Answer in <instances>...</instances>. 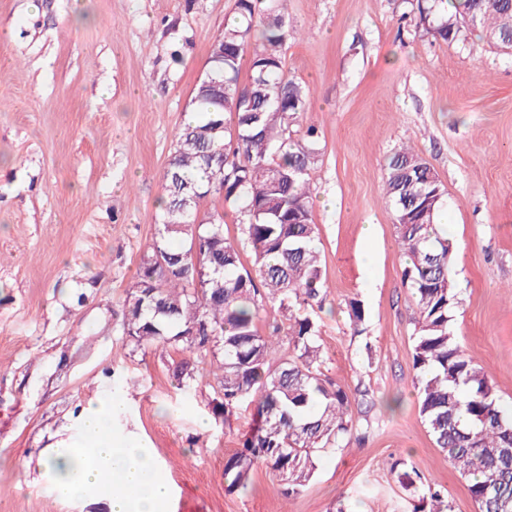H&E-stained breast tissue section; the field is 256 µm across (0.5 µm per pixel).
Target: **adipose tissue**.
Masks as SVG:
<instances>
[{
  "label": "adipose tissue",
  "mask_w": 512,
  "mask_h": 512,
  "mask_svg": "<svg viewBox=\"0 0 512 512\" xmlns=\"http://www.w3.org/2000/svg\"><path fill=\"white\" fill-rule=\"evenodd\" d=\"M121 402L88 403L73 419L75 436L46 452L42 466L61 501L101 502L108 512H163L171 495L161 462L137 440L115 432Z\"/></svg>",
  "instance_id": "adipose-tissue-1"
}]
</instances>
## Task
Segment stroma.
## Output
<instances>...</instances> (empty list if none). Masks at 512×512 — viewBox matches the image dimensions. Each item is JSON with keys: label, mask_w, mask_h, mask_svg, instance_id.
<instances>
[{"label": "stroma", "mask_w": 512, "mask_h": 512, "mask_svg": "<svg viewBox=\"0 0 512 512\" xmlns=\"http://www.w3.org/2000/svg\"><path fill=\"white\" fill-rule=\"evenodd\" d=\"M235 3L0 0V512H106L57 500L38 464L106 396L126 404L123 433L161 459L175 490L167 512H412L418 494L391 470L399 459L444 491L451 512H478L419 414V315L384 168L409 145L443 184L454 332L512 405V52L481 30L445 42L412 0H277L290 30L285 73L312 89L290 136L319 134L311 210L327 298L311 314L323 372L352 404L364 390L373 400L347 447L316 455L298 493L280 495L261 465L228 492L224 463L250 409L216 413L211 356L144 351L124 334L175 137ZM183 359L204 375L189 391L173 377Z\"/></svg>", "instance_id": "35a3bbf8"}]
</instances>
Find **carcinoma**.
Segmentation results:
<instances>
[{
	"label": "carcinoma",
	"mask_w": 512,
	"mask_h": 512,
	"mask_svg": "<svg viewBox=\"0 0 512 512\" xmlns=\"http://www.w3.org/2000/svg\"><path fill=\"white\" fill-rule=\"evenodd\" d=\"M271 0H236L209 67L191 100L195 122L176 136L165 174L157 240L144 255L125 300L124 334L140 349L159 343L221 356L216 381L229 417L254 406L243 448L224 463L227 490L247 485L264 464L287 497L307 485L314 457L339 448L355 420L349 395L322 371L318 328L307 313L326 297L319 240L310 206V174L318 162L317 132L291 140L289 126L306 111L310 90L284 72V16ZM423 23L446 42L476 22L500 47L512 45V0H424ZM261 26L247 83L240 82L247 35ZM236 117L226 125L224 114ZM443 186L411 147L385 164V193L395 211L405 257L402 281L416 302L414 336L419 413L448 462L470 478L478 512H512V411L500 405L491 380L461 348L454 333L460 304L451 277L454 244L436 224ZM214 201L209 221L198 207ZM229 206L254 256L243 266L225 236ZM273 307L282 319L261 333L257 320ZM407 489L424 485L414 512H444V494L420 472L393 465Z\"/></svg>",
	"instance_id": "obj_1"
}]
</instances>
